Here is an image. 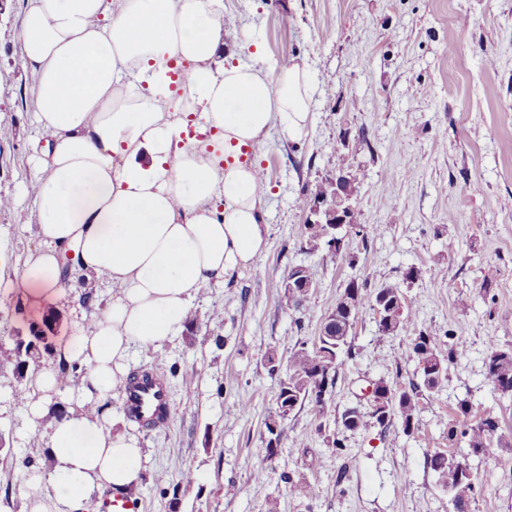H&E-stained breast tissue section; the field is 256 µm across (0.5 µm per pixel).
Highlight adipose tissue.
Instances as JSON below:
<instances>
[{
	"label": "adipose tissue",
	"mask_w": 512,
	"mask_h": 512,
	"mask_svg": "<svg viewBox=\"0 0 512 512\" xmlns=\"http://www.w3.org/2000/svg\"><path fill=\"white\" fill-rule=\"evenodd\" d=\"M223 12L224 0H26L22 63L51 147L30 180L40 246L17 286L27 305L58 309L70 251L112 288L21 390L52 464L26 475V512H86L140 484L142 443L108 395L125 388L134 351L178 336L193 300L267 252L258 168L239 156L273 129L300 135L313 88L296 63L225 66ZM63 362L84 366L79 381L63 385ZM62 390L70 407L57 420Z\"/></svg>",
	"instance_id": "adipose-tissue-1"
}]
</instances>
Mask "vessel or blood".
Wrapping results in <instances>:
<instances>
[{
  "instance_id": "obj_1",
  "label": "vessel or blood",
  "mask_w": 512,
  "mask_h": 512,
  "mask_svg": "<svg viewBox=\"0 0 512 512\" xmlns=\"http://www.w3.org/2000/svg\"><path fill=\"white\" fill-rule=\"evenodd\" d=\"M125 403L145 428L159 429L170 415V394L164 376L153 372L134 375L125 392Z\"/></svg>"
}]
</instances>
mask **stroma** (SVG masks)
<instances>
[{
    "label": "stroma",
    "mask_w": 512,
    "mask_h": 512,
    "mask_svg": "<svg viewBox=\"0 0 512 512\" xmlns=\"http://www.w3.org/2000/svg\"><path fill=\"white\" fill-rule=\"evenodd\" d=\"M25 0H0V504L24 512L27 468L50 463L32 440L7 358L12 338L41 313L25 306L16 282L39 244L26 195L36 151L48 137L32 106L34 79L21 60ZM225 65H303L314 93L303 133L273 130L254 154L268 186V251L228 285L193 303L194 324L161 347L134 353L130 371L160 372L171 389L167 426L137 433L147 456L132 496L141 512H453L428 467L454 448L479 473L471 512H512V395L488 378L489 344L512 349V0H224ZM365 133L369 149L354 151ZM344 170L359 228L334 260L306 246V188ZM308 268L314 287L302 311L282 308L291 267ZM419 272L404 289L416 327L440 349L461 346L439 392L420 400L413 433L372 427L346 434L342 451L326 448L312 405L284 422L281 444L266 452L264 422L277 381L267 351L288 361L313 341L350 281L375 289ZM94 291L98 306L81 295ZM56 333L69 336L100 314L106 278L71 275ZM467 304H460L459 296ZM406 334L383 335L363 305L336 389L327 402L330 430L359 405L370 382L399 389L419 381L405 360ZM468 414H461L460 404ZM491 416L497 455L469 456L448 427ZM194 475L186 484L174 463ZM304 474L314 500L290 497L286 476Z\"/></svg>",
    "instance_id": "obj_1"
}]
</instances>
